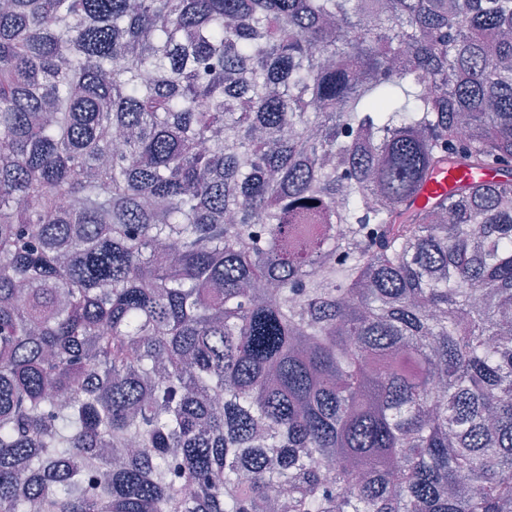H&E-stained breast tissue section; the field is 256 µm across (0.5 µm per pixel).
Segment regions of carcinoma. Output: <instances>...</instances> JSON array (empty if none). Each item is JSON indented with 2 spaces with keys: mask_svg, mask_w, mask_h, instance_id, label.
<instances>
[{
  "mask_svg": "<svg viewBox=\"0 0 512 512\" xmlns=\"http://www.w3.org/2000/svg\"><path fill=\"white\" fill-rule=\"evenodd\" d=\"M274 509L512 512V0H0V512ZM504 174L492 170L481 169L473 172L472 170L459 166L446 167L437 178L428 181L421 189L415 205L424 206L430 202L440 199L444 195L453 192L457 185L464 182L478 181H498L504 179Z\"/></svg>",
  "mask_w": 512,
  "mask_h": 512,
  "instance_id": "carcinoma-1",
  "label": "carcinoma"
}]
</instances>
